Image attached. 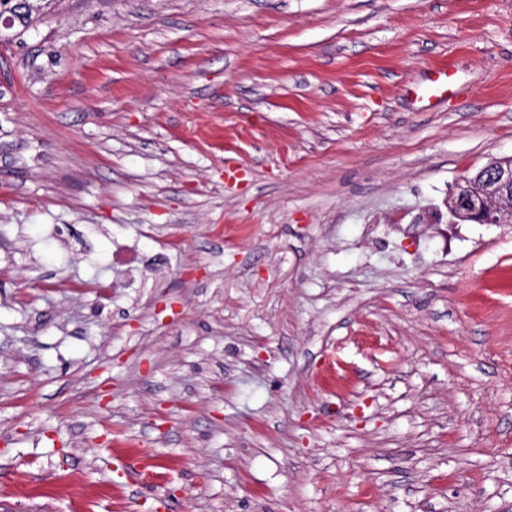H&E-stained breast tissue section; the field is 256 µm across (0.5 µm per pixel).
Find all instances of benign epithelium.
Returning a JSON list of instances; mask_svg holds the SVG:
<instances>
[{
	"mask_svg": "<svg viewBox=\"0 0 512 512\" xmlns=\"http://www.w3.org/2000/svg\"><path fill=\"white\" fill-rule=\"evenodd\" d=\"M477 180L465 178L448 195V212L457 220L478 224H509L512 208L502 203L512 199V158L495 160L479 170Z\"/></svg>",
	"mask_w": 512,
	"mask_h": 512,
	"instance_id": "obj_1",
	"label": "benign epithelium"
}]
</instances>
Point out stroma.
Returning a JSON list of instances; mask_svg holds the SVG:
<instances>
[{
	"label": "stroma",
	"instance_id": "stroma-1",
	"mask_svg": "<svg viewBox=\"0 0 512 512\" xmlns=\"http://www.w3.org/2000/svg\"><path fill=\"white\" fill-rule=\"evenodd\" d=\"M510 156L512 0H47L0 42V512H512V224L445 205ZM448 68L438 67L432 71L429 84L422 90V96L438 100L448 96Z\"/></svg>",
	"mask_w": 512,
	"mask_h": 512
}]
</instances>
